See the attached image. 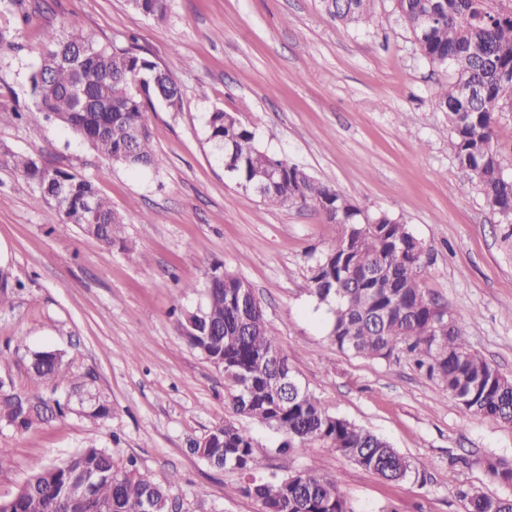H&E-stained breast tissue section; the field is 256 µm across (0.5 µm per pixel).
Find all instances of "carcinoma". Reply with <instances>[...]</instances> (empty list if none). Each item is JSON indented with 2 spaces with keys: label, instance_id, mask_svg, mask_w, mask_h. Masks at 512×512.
Listing matches in <instances>:
<instances>
[{
  "label": "carcinoma",
  "instance_id": "cac0c4a2",
  "mask_svg": "<svg viewBox=\"0 0 512 512\" xmlns=\"http://www.w3.org/2000/svg\"><path fill=\"white\" fill-rule=\"evenodd\" d=\"M126 2L148 19L167 18L169 0ZM373 2L321 0V6L344 26H366L373 22ZM396 9L422 58L451 72L434 99L448 114L460 165L491 207L512 220V177L504 174L494 146L500 137L497 113L512 111V0H396ZM425 17L433 18L426 27L421 25ZM29 82L30 111L72 131L112 163L130 169L158 165L145 115L157 102L176 106L181 92L149 55L49 28ZM207 140L240 187L273 176L260 197L263 204L312 206L340 226L336 245L308 269L310 291L326 307L328 336L337 349L373 360L402 352L471 416L512 424V380L470 348L463 321L452 317L447 329L436 330L439 307L420 288L424 247L407 225L385 211L371 214L374 223H363L347 197L260 149L255 134L230 112L209 113ZM10 163L54 204L62 228L74 225L107 249L133 251L121 216L94 180L51 167L37 153L13 155ZM244 282L222 265L213 266L204 305L179 319L182 330L193 328L189 344L224 358L225 401L233 413L283 435L284 448L319 441L388 480L418 472L383 438L329 414L312 392L300 385L288 388V356L279 350L256 295L242 298ZM14 295L10 274L1 270L0 308ZM68 365L65 353L45 349L31 353L27 371L45 381ZM66 408L59 399L0 384L1 428L28 431L63 416ZM193 451L216 468L239 471L245 478L242 492L259 500L263 512H353L321 472L256 476L255 441L233 420L216 425L210 439ZM484 468L493 482L512 485V463L488 458ZM175 482L158 483L135 461L121 463L112 450L88 446L47 466L13 496L0 498V512H169ZM460 497L467 512H512V499L479 490H462Z\"/></svg>",
  "mask_w": 512,
  "mask_h": 512
}]
</instances>
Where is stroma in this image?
<instances>
[{
    "label": "stroma",
    "instance_id": "35a3bbf8",
    "mask_svg": "<svg viewBox=\"0 0 512 512\" xmlns=\"http://www.w3.org/2000/svg\"><path fill=\"white\" fill-rule=\"evenodd\" d=\"M26 2L34 7L26 24L0 9V27L16 30L22 45L0 51V155L39 152L97 180L134 250L107 252L77 228L60 229L54 207L0 162V268L23 284L0 309V381L69 405L29 431L0 429V498L95 445L173 482L179 512H262L237 472L193 451L232 411L223 373L188 345L176 313L203 306L219 263L250 282L302 387L417 468L389 481L318 443L282 453L279 434L241 417L257 445L258 475L325 472L353 512H466L459 493L468 489L512 499V485L490 483L482 466L488 457L512 461V426L470 416L405 358L337 349L308 267L335 245L338 226L313 207L265 206L207 141L209 112L237 113L261 149L361 209L407 224L428 255L426 297L464 319L471 349L512 379V224L459 164L432 96L446 75L420 56L395 0H375L367 28L337 24L320 0H170L162 22L125 0ZM50 26L105 45L137 41L170 72L179 104L146 114L158 167L107 165L74 134L26 116L38 63L31 48ZM30 349L65 351L67 373L33 381ZM83 374L111 405L108 419L87 416L72 394V378Z\"/></svg>",
    "mask_w": 512,
    "mask_h": 512
}]
</instances>
